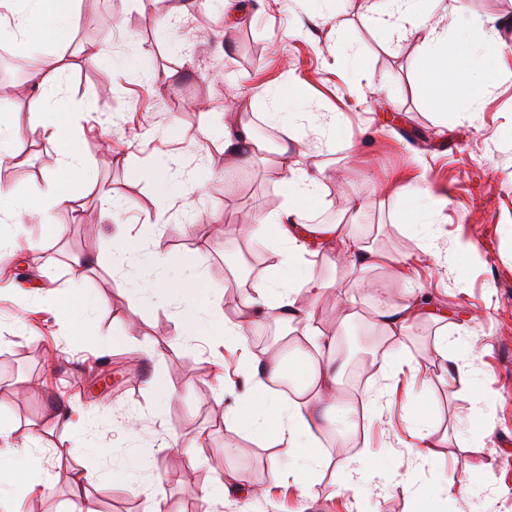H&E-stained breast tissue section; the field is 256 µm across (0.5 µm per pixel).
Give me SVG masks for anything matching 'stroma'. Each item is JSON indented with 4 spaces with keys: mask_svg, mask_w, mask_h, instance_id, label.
<instances>
[{
    "mask_svg": "<svg viewBox=\"0 0 512 512\" xmlns=\"http://www.w3.org/2000/svg\"><path fill=\"white\" fill-rule=\"evenodd\" d=\"M372 0H76L68 27L46 45L66 65L54 90L59 113L73 116L71 146L84 172L73 188L78 208L59 207L47 224L30 223L37 247L0 262V418L18 441L40 434L39 484L22 512H69L77 471L99 473L85 493L96 512H144L162 485L170 512H512V0H443L435 18L493 22L498 46L486 49L472 75L478 87L462 98L453 86L456 59L439 75L448 101L439 103L421 80L423 36L389 41L370 20ZM13 17L0 7V105L25 108L35 87L29 75L42 55L18 49ZM109 62L87 58L103 41ZM295 83L303 105L292 123L306 146L305 162L324 170V199L305 217L334 223L347 197L366 201L361 236L378 249L412 258L409 286L391 272L371 271L401 299L422 289L429 306L447 310L450 333L474 340L477 386L473 409L459 380L442 372L432 348L440 325L414 323L402 355L419 377H395L394 402L340 439L314 431L330 458L370 450L379 468L426 484L441 474L470 479L463 495L443 502L415 499L392 485L374 490L327 468L303 488L289 485L269 464L268 449L226 420L243 392L248 358L241 348L208 336H187L179 305L134 288L142 254L171 252L200 261L210 296L227 319L240 318L239 286L256 267L253 244L261 214L279 209L283 188L273 167L284 139L268 125L259 92ZM249 113L268 127L262 151L237 162L224 157V114ZM342 113L328 140L314 129L317 113ZM44 118L25 121L14 144L17 163L0 165V186L26 196L52 173L55 153ZM168 161L178 179L200 181L191 199L173 198L167 221L145 168ZM218 162L215 173L206 159ZM120 203H102L99 189ZM426 213L439 248L420 259L410 225ZM126 238L132 258L115 267L109 244ZM468 253L448 265L457 242ZM91 264H76V257ZM98 298L91 331L78 340L55 310L72 287ZM322 336L346 344L360 337L345 374L348 403L382 378L388 342L371 324L367 290L335 292L315 320ZM173 396L160 400V389ZM137 416L127 431L129 416ZM430 433L437 454L419 466L415 450ZM153 454L140 470L128 464L137 447ZM244 474L267 490L244 504L233 494L202 500L201 488L225 473Z\"/></svg>",
    "mask_w": 512,
    "mask_h": 512,
    "instance_id": "35a3bbf8",
    "label": "stroma"
}]
</instances>
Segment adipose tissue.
<instances>
[{
  "label": "adipose tissue",
  "instance_id": "adipose-tissue-1",
  "mask_svg": "<svg viewBox=\"0 0 512 512\" xmlns=\"http://www.w3.org/2000/svg\"><path fill=\"white\" fill-rule=\"evenodd\" d=\"M439 0H374V23L383 29L390 41L400 42L416 33H423L427 66L424 78L443 69L444 49L448 45L447 29L432 24L431 18ZM74 0H33L29 9L13 12L15 26L32 44L46 40L53 28L66 27L73 11ZM434 97L440 98L447 89L432 83ZM47 141L56 148L55 168L51 177L40 187L35 197L15 200L6 213V220L22 227L37 220L49 222L50 212L57 207L74 206L77 196L71 186L82 171L83 161L69 141L72 130L62 122H50L44 127ZM302 154L295 138H287L280 147L276 164L287 198L280 210L268 213L258 226V233L279 247L284 255L278 274L260 275L242 302L246 315L271 319L288 324L305 341L317 335L315 317L318 304L328 292V282L316 275L309 259L308 243L315 242L335 252L345 262L344 282L347 287L361 288L368 271L396 267L400 282H407L409 264L366 244L350 221V214L365 209L357 197L347 204L348 217L333 224H308L304 214L310 202L321 200L324 172L322 169L300 167ZM144 278L160 281L168 296L184 307L182 329L193 333L199 327L200 313H207L209 325L223 336L225 342L246 344L247 336L241 323L223 317L218 305L203 289V277L197 266L183 262L173 254L152 252L141 256ZM305 291L311 302L301 308L295 295ZM375 319L391 348L385 363L389 370L400 369L401 361L395 351L404 347L412 323L428 310L420 297L406 293L401 303L394 304L384 289H377L374 305ZM302 346L296 347L293 362L277 359L266 361L246 377L247 387L241 403L229 414L240 426L250 430L270 447L272 469L284 473L294 482L326 465L327 460L317 450L312 428L316 410L322 402L336 401L342 396L340 352H332L324 363H316ZM297 381L293 395L275 390L273 384L282 377ZM336 468L347 471L352 482L371 486L395 484L412 495L428 494L436 498H454L465 493L469 485L456 476H444L434 483L420 487L406 476L388 473L378 468L368 454H357L335 462Z\"/></svg>",
  "mask_w": 512,
  "mask_h": 512
}]
</instances>
